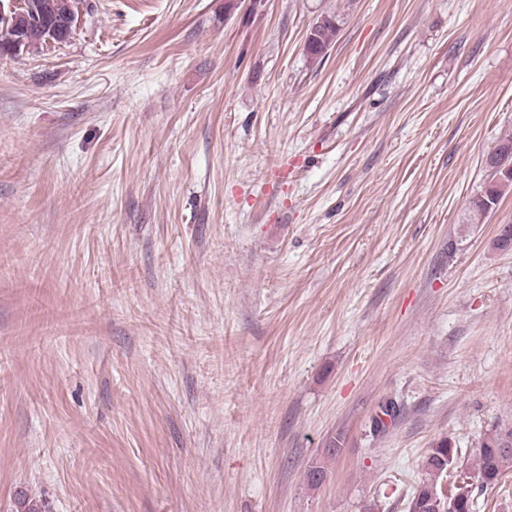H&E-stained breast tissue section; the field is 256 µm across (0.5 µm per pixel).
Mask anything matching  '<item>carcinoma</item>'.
I'll return each instance as SVG.
<instances>
[{
    "instance_id": "carcinoma-1",
    "label": "carcinoma",
    "mask_w": 512,
    "mask_h": 512,
    "mask_svg": "<svg viewBox=\"0 0 512 512\" xmlns=\"http://www.w3.org/2000/svg\"><path fill=\"white\" fill-rule=\"evenodd\" d=\"M80 3L82 0H23V4L10 12L6 34L24 39L29 53L44 48L49 40L62 44L72 33ZM338 30V19L333 15L317 21L310 29L307 54L316 59L326 53ZM510 191L512 176L495 170L488 174L483 192L472 199L470 208L478 216L485 215ZM457 455L458 449L446 440L430 449L425 461L426 477L416 487L408 512H438V502L431 499V491L438 488L439 480L446 476ZM474 469V478L482 488L496 486L504 475L512 472V425H499L484 437L477 448ZM326 477L322 460L315 459L307 466L305 478L310 486L322 485ZM451 491L456 501L454 512H473V484L454 485Z\"/></svg>"
}]
</instances>
